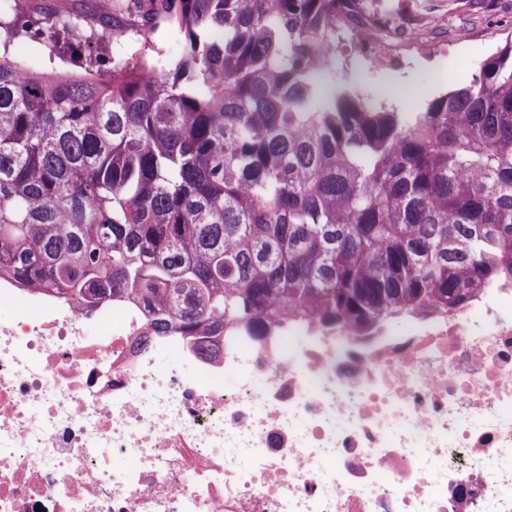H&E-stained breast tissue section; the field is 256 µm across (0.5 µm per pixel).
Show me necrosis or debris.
<instances>
[{
	"label": "necrosis or debris",
	"instance_id": "4bbe7bcc",
	"mask_svg": "<svg viewBox=\"0 0 512 512\" xmlns=\"http://www.w3.org/2000/svg\"><path fill=\"white\" fill-rule=\"evenodd\" d=\"M202 342L0 279V512H512V287Z\"/></svg>",
	"mask_w": 512,
	"mask_h": 512
}]
</instances>
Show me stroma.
Masks as SVG:
<instances>
[{"label": "stroma", "instance_id": "35a3bbf8", "mask_svg": "<svg viewBox=\"0 0 512 512\" xmlns=\"http://www.w3.org/2000/svg\"><path fill=\"white\" fill-rule=\"evenodd\" d=\"M380 7L402 10L412 41L403 31H383L376 38L389 59L384 68L369 65L366 48L349 30L336 36V65L352 87L372 95L380 105L414 109L436 96L465 87L479 76L485 60L512 34V0H380ZM136 4L127 0H26L28 12L74 19L57 41L22 36L0 46V55L30 62L38 71H79L87 54L88 28L108 33L109 54L140 50L134 30L119 25L134 17Z\"/></svg>", "mask_w": 512, "mask_h": 512}]
</instances>
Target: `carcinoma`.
Listing matches in <instances>:
<instances>
[{"instance_id":"1","label":"carcinoma","mask_w":512,"mask_h":512,"mask_svg":"<svg viewBox=\"0 0 512 512\" xmlns=\"http://www.w3.org/2000/svg\"><path fill=\"white\" fill-rule=\"evenodd\" d=\"M143 46L84 74L0 57V278L141 302L153 334L364 333L512 286V38L466 88L390 112L334 72L369 0H148ZM71 28L27 17L11 38ZM103 289V294L93 289Z\"/></svg>"}]
</instances>
